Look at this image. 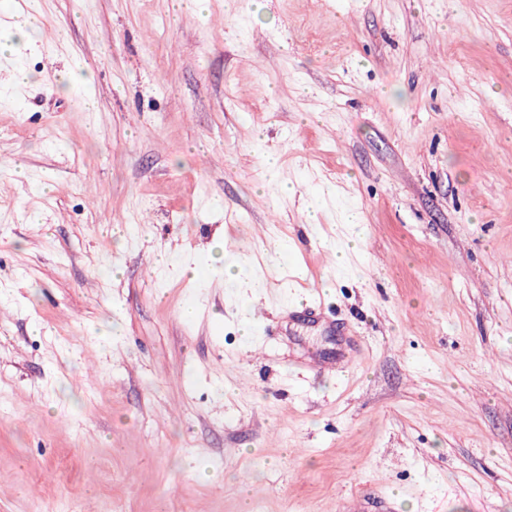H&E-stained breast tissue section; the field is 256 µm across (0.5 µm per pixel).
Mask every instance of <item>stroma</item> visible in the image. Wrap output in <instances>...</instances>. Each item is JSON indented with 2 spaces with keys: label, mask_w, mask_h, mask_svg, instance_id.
<instances>
[{
  "label": "stroma",
  "mask_w": 512,
  "mask_h": 512,
  "mask_svg": "<svg viewBox=\"0 0 512 512\" xmlns=\"http://www.w3.org/2000/svg\"><path fill=\"white\" fill-rule=\"evenodd\" d=\"M11 2L0 512H512V0Z\"/></svg>",
  "instance_id": "obj_1"
}]
</instances>
